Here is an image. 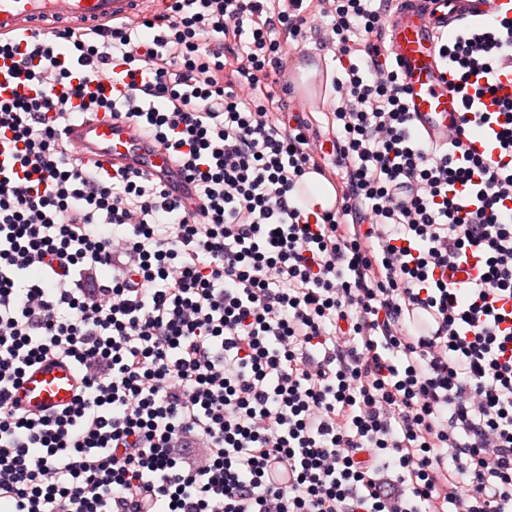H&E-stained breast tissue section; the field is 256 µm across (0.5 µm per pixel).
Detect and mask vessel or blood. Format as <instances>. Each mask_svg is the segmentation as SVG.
<instances>
[{"label": "vessel or blood", "mask_w": 512, "mask_h": 512, "mask_svg": "<svg viewBox=\"0 0 512 512\" xmlns=\"http://www.w3.org/2000/svg\"><path fill=\"white\" fill-rule=\"evenodd\" d=\"M162 0H0V36L18 34L36 24L62 21L91 26L113 19L153 14ZM512 17V0H399L384 29L389 56L407 89V103L418 134L428 141H446L461 127L463 105L456 88L459 76L445 64L436 39L448 29L476 22L492 13ZM9 60L0 59V96H32L36 87L8 76ZM66 137L84 160L101 173L131 165L158 177L173 168L169 154L129 125L100 112L72 122ZM463 142L470 153L497 157V143L486 130H466ZM80 389V377L66 361L50 360L29 368L16 393L33 413L53 412L70 405Z\"/></svg>", "instance_id": "vessel-or-blood-1"}]
</instances>
